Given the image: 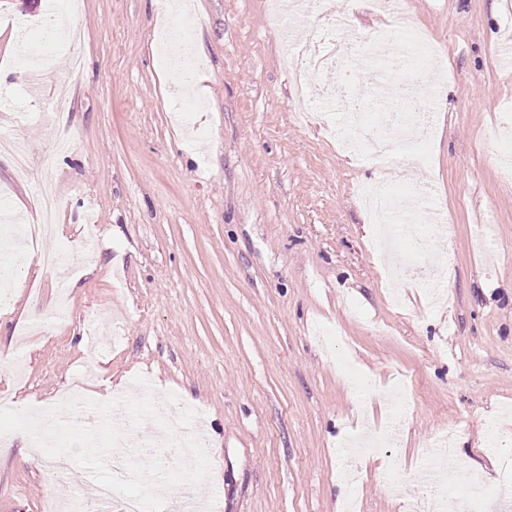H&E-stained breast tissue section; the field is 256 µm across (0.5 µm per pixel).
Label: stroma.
<instances>
[{"instance_id":"stroma-1","label":"stroma","mask_w":512,"mask_h":512,"mask_svg":"<svg viewBox=\"0 0 512 512\" xmlns=\"http://www.w3.org/2000/svg\"><path fill=\"white\" fill-rule=\"evenodd\" d=\"M170 2L80 0L83 77L49 67L32 99L16 45L38 39L52 0H0V138L28 157L22 169L0 152V197L32 224L35 189L53 182L40 246L75 268L63 279L29 256L0 289V402H103L144 375L200 414L210 512H412L447 435L470 463L445 462L436 483L480 481L512 504V169L498 161L512 144V0H404L445 65L430 163L390 168L400 209L420 186L442 217L428 258L453 261L444 300L387 282L357 194L381 170L340 149L329 119L294 118L281 32L307 35L317 9L278 19L270 0H189L203 106L179 119L177 58L158 39ZM92 327L112 339L93 358ZM396 421L394 446L347 451ZM5 440L0 512H45L54 485L84 494V470L54 474L46 454L23 459L20 433Z\"/></svg>"}]
</instances>
